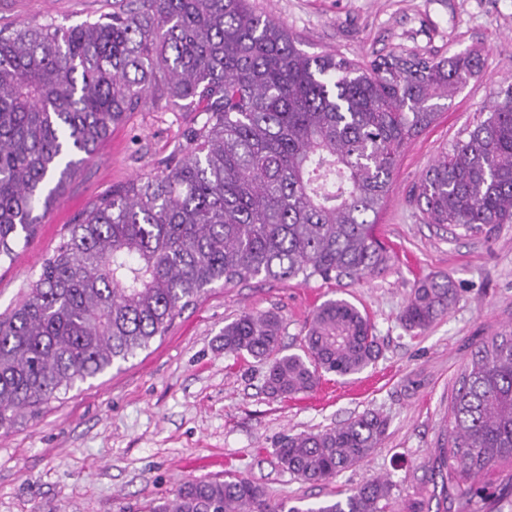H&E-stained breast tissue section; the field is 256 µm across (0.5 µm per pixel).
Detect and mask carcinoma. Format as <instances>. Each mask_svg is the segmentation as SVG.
<instances>
[{
	"instance_id": "carcinoma-1",
	"label": "carcinoma",
	"mask_w": 512,
	"mask_h": 512,
	"mask_svg": "<svg viewBox=\"0 0 512 512\" xmlns=\"http://www.w3.org/2000/svg\"><path fill=\"white\" fill-rule=\"evenodd\" d=\"M482 69L476 49L437 60L402 48L368 65L310 55L247 0H112L95 21L0 29V257L131 113L187 101L201 114L161 171L112 186L68 225L0 313V428L134 357L219 284L382 269L390 254L376 217L401 150L435 120L432 100ZM418 201L429 223L462 236L512 224V85L428 168ZM457 299L451 277H426L400 320L425 329ZM281 331L273 311L224 325V352L264 364L275 397L310 391L325 373L359 374L379 354L370 319L346 299L315 310L300 354L283 353ZM386 430L368 411L283 437L277 457L327 482L368 461ZM511 461L510 328L461 373L442 462L481 512L487 495L473 479ZM391 491L374 478L304 508L245 477L188 480L149 512H386Z\"/></svg>"
}]
</instances>
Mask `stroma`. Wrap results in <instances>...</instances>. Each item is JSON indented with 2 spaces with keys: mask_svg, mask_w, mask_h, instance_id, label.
Listing matches in <instances>:
<instances>
[{
  "mask_svg": "<svg viewBox=\"0 0 512 512\" xmlns=\"http://www.w3.org/2000/svg\"><path fill=\"white\" fill-rule=\"evenodd\" d=\"M282 22L301 49L360 63L400 47L432 58L481 50L484 67L439 98L434 122L402 149L377 222L391 254L360 279L253 278L215 287L136 357L77 384L36 418L0 429V512H119L173 497L189 479L243 476L274 499L306 506L374 477L392 483L387 512H467L439 453L457 378L489 337L512 327V224L492 238L453 236L426 223L415 200L424 171L512 84V0H251ZM112 0H0V27L54 19L76 25L111 14ZM184 103L136 112L115 127L67 183L28 241L0 260V313L65 234L113 185L163 169L198 120ZM450 275L458 300L423 331L401 312L415 283ZM344 298L366 312L378 360L347 378L324 375L307 394L274 398L265 368L225 353V323L241 313L277 312L282 347L300 351L324 301ZM366 411L386 417L370 460L326 483L299 480L276 455L283 435L336 426Z\"/></svg>",
  "mask_w": 512,
  "mask_h": 512,
  "instance_id": "1",
  "label": "stroma"
}]
</instances>
